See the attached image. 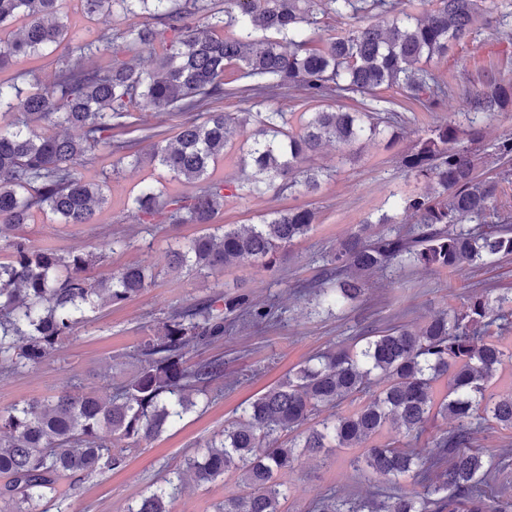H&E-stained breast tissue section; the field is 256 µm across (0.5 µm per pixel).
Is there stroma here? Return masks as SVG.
Returning a JSON list of instances; mask_svg holds the SVG:
<instances>
[{
	"mask_svg": "<svg viewBox=\"0 0 512 512\" xmlns=\"http://www.w3.org/2000/svg\"><path fill=\"white\" fill-rule=\"evenodd\" d=\"M63 12L72 28L88 40L104 26H111L114 35L124 36L139 23L138 18L119 12L104 20L87 19L79 0H65ZM60 57L57 51L38 57H15L9 68L0 71V78L15 81L26 90L51 82ZM491 62L505 76L512 77V29L479 28L468 41L454 46L447 57L432 61V69L451 82L456 92L440 113L423 112L414 106L401 111L400 138L395 143L381 139L366 142L354 159L333 144L312 154L308 166L333 174L317 194L271 191L260 197L225 199L218 217L222 224H253L260 215L293 206L305 205L316 211L313 231L296 241L287 259L275 267L246 263L205 278L166 273L169 242L197 234V225L173 224L162 216L148 224L139 221L131 211V199L142 186L157 179V170L146 161L118 166L103 154L81 168L86 180L106 184L107 202L92 223L62 224L53 215L38 213L27 224L0 234V261L9 260L8 242L19 236L61 255L77 251L99 254V261L86 270L92 279L107 278L134 261L157 275L150 288L133 300L91 312L89 322L62 339L42 363L18 373H0V411L32 398L53 396L64 388L87 393L102 390L110 382L127 380L139 366L140 345L161 335L167 317L215 294L231 297L246 292L277 309L276 320L269 324H241L225 333L223 340L189 350L186 360L191 364L223 357L224 378L217 383L219 396L210 403H198L176 427L141 443L123 467L60 478L47 512H127L134 500L161 485L168 472L182 467L199 444L222 431L243 401L261 394L309 356L353 343L371 328L398 322L421 326L437 312L460 305L481 286L512 289V258H504L454 273L419 266L389 269L371 279L361 302L342 311L317 307L303 290L305 284L321 283L325 254L335 252L369 214L388 211L390 194L423 191V183L406 175L401 167V158L411 146L417 127L431 124L440 116L454 118L464 111L467 75ZM245 85L239 72L225 71L224 86L229 93L214 101L213 109L237 114L279 108L289 113L292 129H299V117L307 109L300 97L256 98L245 93ZM115 236L130 239V247L111 251L109 243ZM351 457V451L335 448L325 455L304 458L292 472L283 474L282 480L290 490L289 512H308L312 502L330 492L340 496L365 494L369 485L356 481ZM249 491L248 485L233 478L208 484L189 478L172 512H215L216 504L224 497L243 496Z\"/></svg>",
	"mask_w": 512,
	"mask_h": 512,
	"instance_id": "35a3bbf8",
	"label": "stroma"
}]
</instances>
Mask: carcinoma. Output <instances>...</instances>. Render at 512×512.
I'll return each instance as SVG.
<instances>
[{
	"label": "carcinoma",
	"mask_w": 512,
	"mask_h": 512,
	"mask_svg": "<svg viewBox=\"0 0 512 512\" xmlns=\"http://www.w3.org/2000/svg\"><path fill=\"white\" fill-rule=\"evenodd\" d=\"M88 16L119 6L149 22L124 43L112 29L69 46L54 81L23 91L0 80V112L16 114L0 125V235L28 221L34 211L62 224H88L106 203L104 187L86 181L79 168L96 153L118 161H140L138 144L151 141L148 159L163 174L133 197L151 220L168 214L175 224H197L192 238L168 251L167 270L207 277L212 272L284 259L288 247L306 237L316 214L307 207L278 209L256 224L216 223L228 196L261 194L278 186L311 194L331 174L301 163L327 143L350 151L392 127L377 91L398 88L424 112H439L455 88L427 65L468 39L478 20L512 25V11L496 0H425L421 17L400 0H80ZM61 0H0V71L16 56L57 49L70 30L60 17ZM333 15L340 31L325 36L322 17ZM22 19L23 27L1 35ZM265 32L258 40L257 31ZM165 46L152 70L129 62L135 47ZM112 51V64L88 68L83 59ZM237 68L255 81L253 96L300 93L318 104L288 131V113L276 109L206 113L186 120L168 141L154 126L139 138L114 133L136 125L135 112H194L224 97V71ZM467 92L459 120H440L417 134L402 157L403 170L425 183L393 209L413 217L397 225L383 212L368 216L325 258L334 288L318 293L327 307L361 300L368 279L404 265L455 271L512 256V208L499 202V182L479 174L490 156L512 175V133L483 145L480 121L491 112H512V78L490 66ZM361 97L351 111L327 101ZM68 126L80 136L48 134L39 124ZM255 124L242 143L241 163L250 168L238 183L213 177L233 133ZM199 184L191 197L174 198L167 180ZM11 260L0 261V372H17L47 357L64 336L89 321L98 307L119 305L142 293L157 274L127 263L104 280L85 276L100 256H66L34 246L23 237L8 242ZM260 325L275 318L248 294L217 295L171 314L162 336L138 352L137 373L97 395L65 389L0 412V512H39L63 476L121 467L131 448L176 425L195 406L192 393L211 397L224 378V361L186 363L191 348L224 337L239 319ZM512 290L491 288L458 308L436 314L421 327L374 329L350 347L313 356L289 370L255 399L185 467L141 496L127 512H171L183 475L210 483L229 475L247 484L246 496H229L216 512H285L288 485L279 476L325 448L357 449L353 471L367 481L410 479L414 492L370 497L327 494L309 512H512V490L497 483L512 461L507 448H481L476 435L497 425L512 429V393L489 391L512 350ZM371 396L351 414L336 411L344 400ZM457 426L436 434L424 454L376 437L389 426L419 438L437 417ZM127 441V447L115 442Z\"/></svg>",
	"instance_id": "carcinoma-1"
}]
</instances>
